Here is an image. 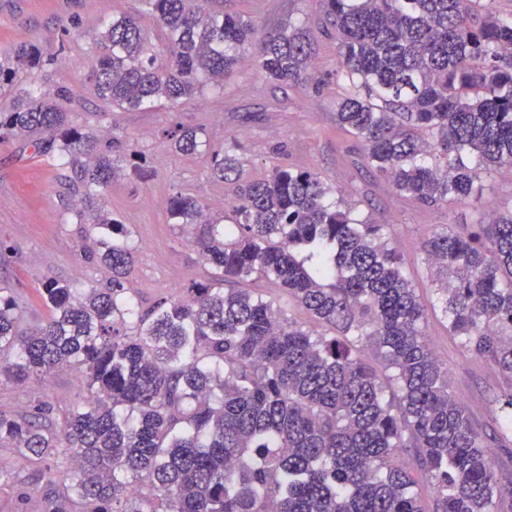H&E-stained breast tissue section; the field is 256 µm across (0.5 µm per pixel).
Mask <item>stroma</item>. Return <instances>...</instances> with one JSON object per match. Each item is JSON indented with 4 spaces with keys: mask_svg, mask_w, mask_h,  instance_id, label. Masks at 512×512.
Segmentation results:
<instances>
[{
    "mask_svg": "<svg viewBox=\"0 0 512 512\" xmlns=\"http://www.w3.org/2000/svg\"><path fill=\"white\" fill-rule=\"evenodd\" d=\"M223 6L226 13L248 18L267 32L304 24L317 51V83L274 82L246 61L223 90H205L172 108L112 109L94 96L89 82L97 33L113 18L130 15L155 50L167 52L164 35L143 0H0V58L33 44L46 59L44 67L21 71L20 88L65 90L62 105L74 123L111 132L147 157V178L121 172L98 201L102 211L125 225L136 248L127 288L147 308L205 282L210 269L173 224L169 199L177 193L197 198L218 217L233 198L231 184L212 174L210 154L177 152L165 132L202 127L217 149L236 140L243 170L254 179L278 166L316 172L355 212L385 225L425 307L426 336L448 370L452 391L482 433L496 435L512 449V427L505 424L498 404L512 390V380L457 347L429 288L430 271L420 250L432 228L473 223L480 209L512 211V169L484 175L487 190L477 205L451 201L425 206L403 199L360 167L359 143L336 122V98L342 91L336 74L338 36L327 21L324 0H224ZM77 203L54 157L38 152L30 139H0V239L14 248L0 262V288L12 289L20 299L25 327L42 324L49 314L40 295L47 279L66 280L81 289L99 288L111 279L89 257L94 245L76 222ZM82 392L78 375L66 370L54 372L45 386L4 380L0 413L29 415L43 404L56 410ZM0 462L14 474L0 479V512H35L39 498L26 495L25 489L44 483L36 464L1 451Z\"/></svg>",
    "mask_w": 512,
    "mask_h": 512,
    "instance_id": "1",
    "label": "stroma"
}]
</instances>
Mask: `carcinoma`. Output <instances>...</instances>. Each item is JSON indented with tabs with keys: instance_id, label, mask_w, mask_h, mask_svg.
I'll return each instance as SVG.
<instances>
[{
	"instance_id": "obj_1",
	"label": "carcinoma",
	"mask_w": 512,
	"mask_h": 512,
	"mask_svg": "<svg viewBox=\"0 0 512 512\" xmlns=\"http://www.w3.org/2000/svg\"><path fill=\"white\" fill-rule=\"evenodd\" d=\"M144 2L169 59L156 64L134 18L112 19L89 80L116 109L222 90L249 46L266 77L317 81L301 26L261 33L209 0ZM324 2L347 83L336 122L363 145V166L411 202H478L479 174L512 168V17L482 0ZM42 63L39 49L20 47L0 60V90ZM64 97L25 91L0 111V137L45 134V152L71 167L76 217L112 272L84 295L43 282L50 316L35 328L0 288V378L40 384L69 369L85 381L58 430L41 411L0 413V447L46 466L44 512H427L413 471L396 462L401 451L431 480L433 512H512V485L451 393L383 225L317 173L277 167L251 179L232 146L213 149L202 128L178 131L174 149L209 152L233 203L217 220L196 198H171L211 280L143 310L124 286L134 254L125 226L92 210L117 171L141 176L146 158L70 122ZM422 251L450 335L512 378V212L434 229ZM261 279L334 335L240 287Z\"/></svg>"
}]
</instances>
